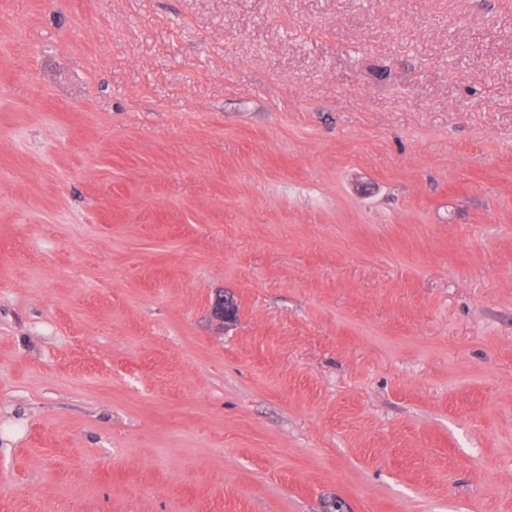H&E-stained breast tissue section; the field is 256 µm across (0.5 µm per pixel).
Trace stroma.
<instances>
[{
    "instance_id": "stroma-1",
    "label": "stroma",
    "mask_w": 512,
    "mask_h": 512,
    "mask_svg": "<svg viewBox=\"0 0 512 512\" xmlns=\"http://www.w3.org/2000/svg\"><path fill=\"white\" fill-rule=\"evenodd\" d=\"M334 500L512 512V0H0V512Z\"/></svg>"
}]
</instances>
